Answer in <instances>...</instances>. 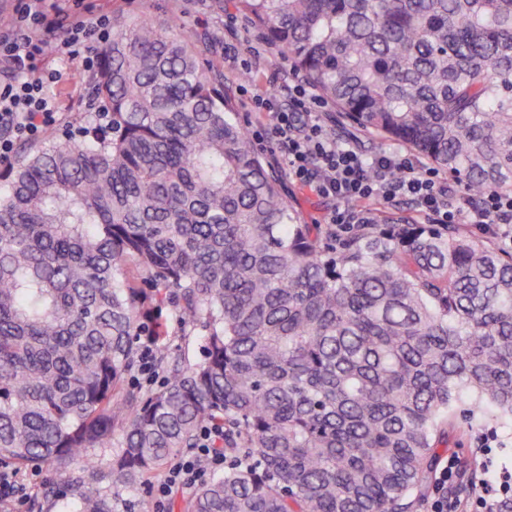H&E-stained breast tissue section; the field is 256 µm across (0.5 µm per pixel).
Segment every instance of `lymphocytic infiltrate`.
<instances>
[{"mask_svg":"<svg viewBox=\"0 0 512 512\" xmlns=\"http://www.w3.org/2000/svg\"><path fill=\"white\" fill-rule=\"evenodd\" d=\"M70 0H56L50 9L36 8L34 0H16V20L0 35V164L9 163L17 146L44 138L62 120L52 84L65 73L97 74L101 48L112 37V20L101 14L87 20L72 11ZM63 30L54 44L38 39V32ZM54 54L60 68L46 67ZM249 104L256 114L254 139L275 147L289 181L312 193L334 200L326 218L333 231L347 233L365 223L351 205L381 198L406 199L436 224H472L499 239L512 251V192L486 190L477 201L458 198L454 187L439 172L418 158L394 151L366 156L356 142H344L330 130L331 106L317 96L299 76L283 78L280 91L251 93ZM220 430L208 428L192 453L175 460L156 487L166 498L176 487L191 488L203 477L200 460L211 468L224 465L216 443Z\"/></svg>","mask_w":512,"mask_h":512,"instance_id":"lymphocytic-infiltrate-1","label":"lymphocytic infiltrate"}]
</instances>
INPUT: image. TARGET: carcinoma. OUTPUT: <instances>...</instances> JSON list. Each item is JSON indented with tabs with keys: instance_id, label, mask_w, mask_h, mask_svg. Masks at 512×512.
<instances>
[{
	"instance_id": "cac0c4a2",
	"label": "carcinoma",
	"mask_w": 512,
	"mask_h": 512,
	"mask_svg": "<svg viewBox=\"0 0 512 512\" xmlns=\"http://www.w3.org/2000/svg\"><path fill=\"white\" fill-rule=\"evenodd\" d=\"M229 2L341 120L512 187V0ZM91 92L105 126L0 172V462L81 463L55 512H114L101 488L211 426L224 469L180 512H416L447 429L512 426V253L394 214L300 223L172 24L120 19ZM164 294L202 361L169 346Z\"/></svg>"
}]
</instances>
